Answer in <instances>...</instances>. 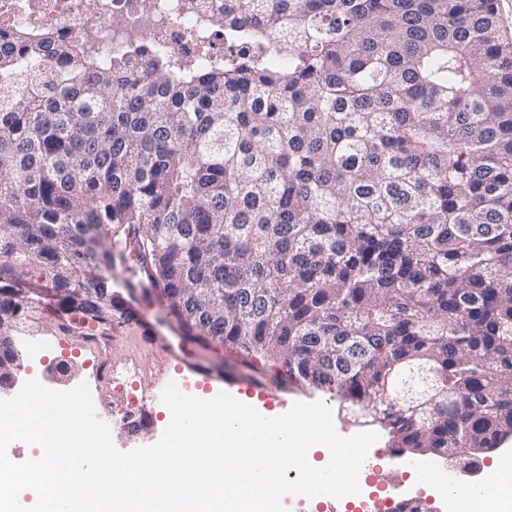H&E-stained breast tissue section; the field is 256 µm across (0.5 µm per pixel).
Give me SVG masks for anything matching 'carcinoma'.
<instances>
[{"mask_svg": "<svg viewBox=\"0 0 512 512\" xmlns=\"http://www.w3.org/2000/svg\"><path fill=\"white\" fill-rule=\"evenodd\" d=\"M211 65L0 39V383L22 279L272 361L395 452L512 439V40L495 0H190Z\"/></svg>", "mask_w": 512, "mask_h": 512, "instance_id": "cac0c4a2", "label": "carcinoma"}]
</instances>
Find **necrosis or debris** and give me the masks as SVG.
Here are the masks:
<instances>
[{
    "label": "necrosis or debris",
    "mask_w": 512,
    "mask_h": 512,
    "mask_svg": "<svg viewBox=\"0 0 512 512\" xmlns=\"http://www.w3.org/2000/svg\"><path fill=\"white\" fill-rule=\"evenodd\" d=\"M187 0H149V19L141 21L139 0H0V31L17 35L48 32L85 40L99 55H115L152 43L181 57L203 46L223 52L224 35L205 10L191 11ZM422 470L435 494L448 498L451 512H490L489 501L466 494L449 495L451 471L430 464Z\"/></svg>",
    "instance_id": "obj_1"
}]
</instances>
